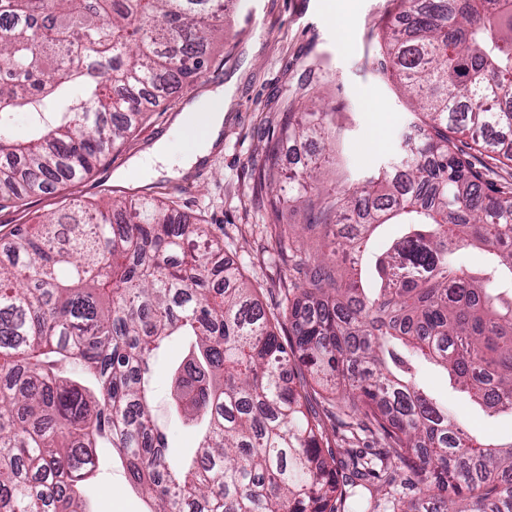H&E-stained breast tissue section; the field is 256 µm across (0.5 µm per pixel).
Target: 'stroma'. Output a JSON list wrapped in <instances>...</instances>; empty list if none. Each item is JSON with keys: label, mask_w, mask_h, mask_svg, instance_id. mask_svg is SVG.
<instances>
[{"label": "stroma", "mask_w": 512, "mask_h": 512, "mask_svg": "<svg viewBox=\"0 0 512 512\" xmlns=\"http://www.w3.org/2000/svg\"><path fill=\"white\" fill-rule=\"evenodd\" d=\"M325 0H238L224 19V35L211 47L206 68L172 93L149 106L148 120L112 152L80 185L52 188L32 197L27 206L0 208V258L8 248L9 233L19 224H36L74 199H120L148 195L172 205L191 221L208 225L224 242V258L237 265L258 291L268 315L282 310L287 294L300 282L293 270V252L287 243L271 237L267 225L280 223L301 235L300 248L316 255V239L306 229L309 206H323L330 195L348 192L399 156L402 141L419 114L412 112L396 80L378 70L379 40L393 8L392 0H357L342 22L325 14ZM224 88L228 94L224 130L219 147L205 163L186 176H160L143 182L130 170L131 160L159 139L162 126L172 125L184 107L200 96ZM318 100L331 118L332 137L293 150L284 145L276 161L266 147L278 131L285 104L303 110ZM382 111H370L371 103ZM318 158L321 181L306 197L285 201L279 214L265 209L267 195L257 179L260 169L276 164L282 172L294 170L297 157ZM420 375L440 400L478 438L495 442L512 435V416L493 418L454 393L446 380L429 368ZM155 420L165 426L173 455L192 447L193 437L169 410L170 379L164 363L152 373ZM311 404L324 427V436L344 467L352 450L368 445L378 449L380 437L345 435L335 407L322 395ZM100 466L85 486L92 512H149L150 501L130 483L118 454L98 449ZM388 467L393 482H359L347 489L352 512H395L400 504L418 501L396 459Z\"/></svg>", "instance_id": "stroma-1"}]
</instances>
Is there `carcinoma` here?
Listing matches in <instances>:
<instances>
[{
  "label": "carcinoma",
  "instance_id": "obj_1",
  "mask_svg": "<svg viewBox=\"0 0 512 512\" xmlns=\"http://www.w3.org/2000/svg\"><path fill=\"white\" fill-rule=\"evenodd\" d=\"M404 27L383 37L379 72H396L423 114L403 153L334 199L320 257L294 262L283 344L224 245L204 224L142 197L77 201L35 232L12 234L0 262V512H86L97 449H116L151 512H344L336 470L300 363L343 390L414 478L448 510L512 512V441L472 435L417 379L425 361L491 414H512V187L476 155L512 166V0H395ZM224 0H0V202L15 208L86 177L147 114L140 94L198 75ZM30 113L17 142L13 113ZM325 112L289 105L267 146L325 139ZM468 133L470 151L455 134ZM308 159L288 195L318 180ZM260 180L271 206L282 175ZM398 224L385 248L379 229ZM485 253L460 263L457 244ZM170 407L196 430L173 458L152 417V368L172 340ZM360 479L393 480L355 455Z\"/></svg>",
  "mask_w": 512,
  "mask_h": 512
}]
</instances>
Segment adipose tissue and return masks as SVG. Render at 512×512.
<instances>
[{"instance_id": "adipose-tissue-1", "label": "adipose tissue", "mask_w": 512, "mask_h": 512, "mask_svg": "<svg viewBox=\"0 0 512 512\" xmlns=\"http://www.w3.org/2000/svg\"><path fill=\"white\" fill-rule=\"evenodd\" d=\"M203 120L204 129L201 136L194 138L190 147L183 153L172 154L166 142L155 143L147 152L146 158H134L132 168L143 169L150 164L170 176H182L205 161L220 144V133L224 126V91L216 89L208 92L175 119L176 127L192 125L196 120Z\"/></svg>"}]
</instances>
